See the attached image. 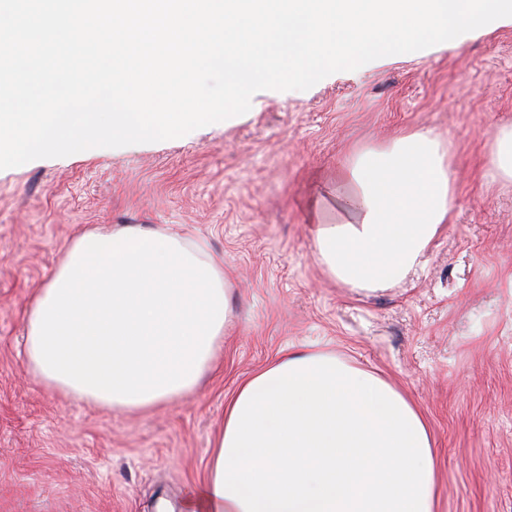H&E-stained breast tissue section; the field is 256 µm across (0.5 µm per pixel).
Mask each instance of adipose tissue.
Instances as JSON below:
<instances>
[{"mask_svg":"<svg viewBox=\"0 0 512 512\" xmlns=\"http://www.w3.org/2000/svg\"><path fill=\"white\" fill-rule=\"evenodd\" d=\"M452 209L438 136L357 153L313 208L319 260L360 291L421 262ZM26 354L47 390L115 411L194 395L231 322L224 264L204 244L140 224L82 233L25 313ZM435 456L418 410L384 379L292 345L224 404L207 476L185 512H435Z\"/></svg>","mask_w":512,"mask_h":512,"instance_id":"1","label":"adipose tissue"}]
</instances>
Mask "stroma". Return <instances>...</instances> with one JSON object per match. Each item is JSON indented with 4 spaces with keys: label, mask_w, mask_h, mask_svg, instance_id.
<instances>
[{
    "label": "stroma",
    "mask_w": 512,
    "mask_h": 512,
    "mask_svg": "<svg viewBox=\"0 0 512 512\" xmlns=\"http://www.w3.org/2000/svg\"><path fill=\"white\" fill-rule=\"evenodd\" d=\"M512 126V24L257 92L183 137L0 170V512H181L224 400L291 345L375 372L423 412L438 512H512V183L488 174ZM417 131L456 173L446 228L407 279L364 293L330 277L310 233L324 180ZM168 226L234 275L216 370L192 397L116 412L47 391L24 311L79 233Z\"/></svg>",
    "instance_id": "stroma-1"
}]
</instances>
